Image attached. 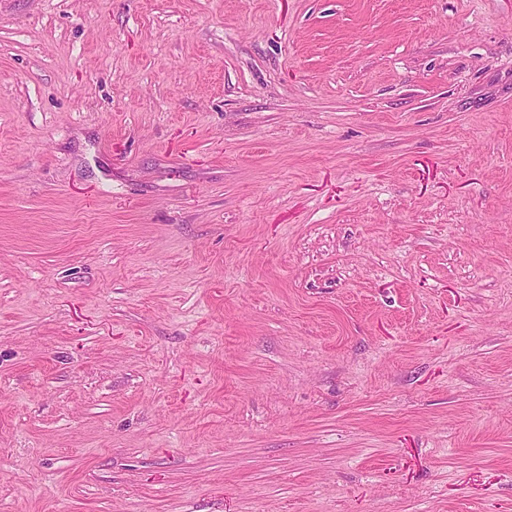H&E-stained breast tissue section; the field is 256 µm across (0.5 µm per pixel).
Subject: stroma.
<instances>
[{
  "label": "stroma",
  "instance_id": "35a3bbf8",
  "mask_svg": "<svg viewBox=\"0 0 512 512\" xmlns=\"http://www.w3.org/2000/svg\"><path fill=\"white\" fill-rule=\"evenodd\" d=\"M0 512H512V0H0Z\"/></svg>",
  "mask_w": 512,
  "mask_h": 512
}]
</instances>
